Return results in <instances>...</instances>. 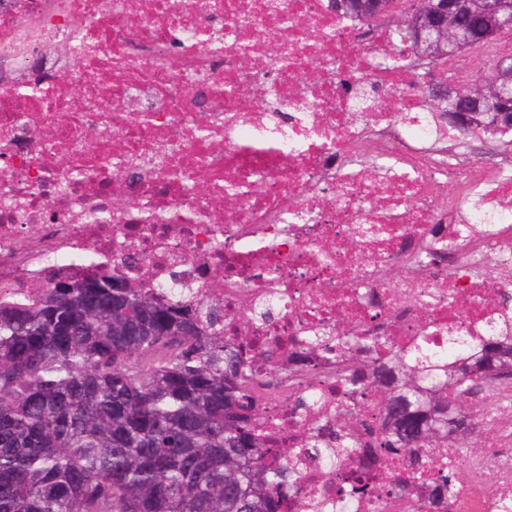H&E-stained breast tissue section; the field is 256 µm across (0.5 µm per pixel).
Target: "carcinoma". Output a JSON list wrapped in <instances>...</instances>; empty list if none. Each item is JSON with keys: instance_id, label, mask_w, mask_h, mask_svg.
I'll return each instance as SVG.
<instances>
[{"instance_id": "carcinoma-1", "label": "carcinoma", "mask_w": 512, "mask_h": 512, "mask_svg": "<svg viewBox=\"0 0 512 512\" xmlns=\"http://www.w3.org/2000/svg\"><path fill=\"white\" fill-rule=\"evenodd\" d=\"M490 66L461 86L496 109ZM95 287L88 288L86 284ZM37 299L0 304V512H279L296 480L268 463L256 429L261 390L288 376L274 342L264 372L245 356L247 313L210 312L135 286L121 267L67 282L48 275ZM351 400L336 430L303 434L315 457L336 441V463L355 464L348 495L374 493L368 447L410 466L411 494L431 474L442 439L457 455L477 433L470 396L495 368L512 371V335L490 336L480 354L448 360L393 354L383 337L342 336ZM373 397L377 428L360 399Z\"/></svg>"}]
</instances>
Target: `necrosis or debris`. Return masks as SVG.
<instances>
[{
    "instance_id": "obj_1",
    "label": "necrosis or debris",
    "mask_w": 512,
    "mask_h": 512,
    "mask_svg": "<svg viewBox=\"0 0 512 512\" xmlns=\"http://www.w3.org/2000/svg\"><path fill=\"white\" fill-rule=\"evenodd\" d=\"M0 0V302L32 281L121 265L145 288L250 312L249 333L307 353L263 393L287 512H359L298 428L349 394L342 331L404 353L478 352L512 335V157L470 160L425 109L420 60L388 22L332 0ZM477 399L478 453L450 507L427 489L395 512H512V377Z\"/></svg>"
}]
</instances>
